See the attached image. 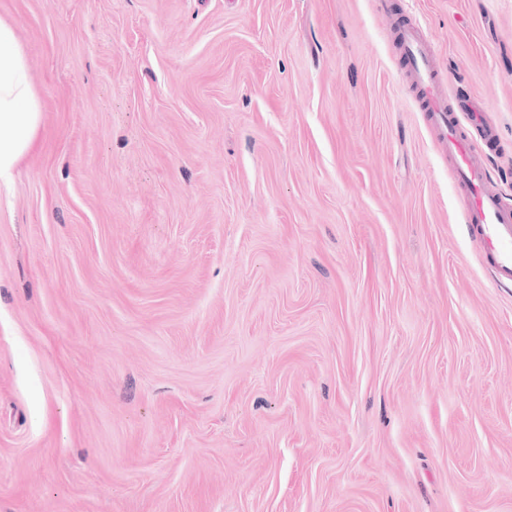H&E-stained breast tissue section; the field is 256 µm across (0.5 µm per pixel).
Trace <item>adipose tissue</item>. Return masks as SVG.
Listing matches in <instances>:
<instances>
[{
  "label": "adipose tissue",
  "mask_w": 512,
  "mask_h": 512,
  "mask_svg": "<svg viewBox=\"0 0 512 512\" xmlns=\"http://www.w3.org/2000/svg\"><path fill=\"white\" fill-rule=\"evenodd\" d=\"M42 112L12 26L0 20V188L38 142Z\"/></svg>",
  "instance_id": "1"
}]
</instances>
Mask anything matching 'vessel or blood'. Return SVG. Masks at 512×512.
<instances>
[{
    "label": "vessel or blood",
    "instance_id": "vessel-or-blood-1",
    "mask_svg": "<svg viewBox=\"0 0 512 512\" xmlns=\"http://www.w3.org/2000/svg\"><path fill=\"white\" fill-rule=\"evenodd\" d=\"M397 36L407 60L409 82L464 192L465 222L481 242L495 281L512 282V207L491 188L486 169L464 130L465 121L480 123L481 114L471 99L449 96L447 78L436 67L420 25H398Z\"/></svg>",
    "mask_w": 512,
    "mask_h": 512
}]
</instances>
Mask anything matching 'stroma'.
<instances>
[{"instance_id": "stroma-1", "label": "stroma", "mask_w": 512, "mask_h": 512, "mask_svg": "<svg viewBox=\"0 0 512 512\" xmlns=\"http://www.w3.org/2000/svg\"><path fill=\"white\" fill-rule=\"evenodd\" d=\"M496 126L512 0H390ZM381 0H0V512H512L497 286ZM42 112L12 26L0 19V188L38 142Z\"/></svg>"}]
</instances>
